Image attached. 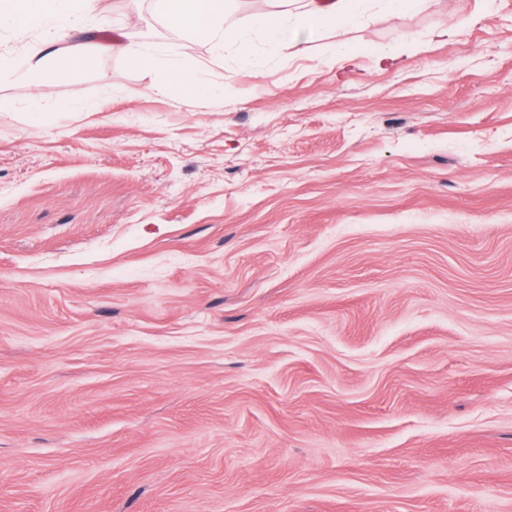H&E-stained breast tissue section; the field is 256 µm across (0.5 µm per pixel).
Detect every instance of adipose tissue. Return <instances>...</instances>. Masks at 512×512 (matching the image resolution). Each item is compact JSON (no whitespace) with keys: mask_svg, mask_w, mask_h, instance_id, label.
<instances>
[{"mask_svg":"<svg viewBox=\"0 0 512 512\" xmlns=\"http://www.w3.org/2000/svg\"><path fill=\"white\" fill-rule=\"evenodd\" d=\"M231 0H154L155 8L165 22L181 32L210 42L221 53H231L238 66L252 65L253 48L248 31L228 27L224 17ZM63 0H9L0 7V23L20 29L38 28L51 22L57 32H64L94 11L93 0H81L80 12L65 11ZM264 11L255 16L253 26L270 47L286 44L301 48L305 39L335 30L344 35L356 25L361 15V0H264ZM120 49L139 67L160 74L151 86L154 95L167 94L177 88L187 96H204L212 91H225V84L205 80L203 64L193 57L171 60L148 52L130 31L119 34Z\"/></svg>","mask_w":512,"mask_h":512,"instance_id":"ef3b65f1","label":"adipose tissue"}]
</instances>
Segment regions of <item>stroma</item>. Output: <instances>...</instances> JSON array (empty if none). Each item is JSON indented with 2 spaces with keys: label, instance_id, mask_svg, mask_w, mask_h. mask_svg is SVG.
<instances>
[{
  "label": "stroma",
  "instance_id": "35a3bbf8",
  "mask_svg": "<svg viewBox=\"0 0 512 512\" xmlns=\"http://www.w3.org/2000/svg\"><path fill=\"white\" fill-rule=\"evenodd\" d=\"M86 24L90 67L0 81V512H512V0L350 64ZM122 26L228 92L152 96Z\"/></svg>",
  "mask_w": 512,
  "mask_h": 512
}]
</instances>
